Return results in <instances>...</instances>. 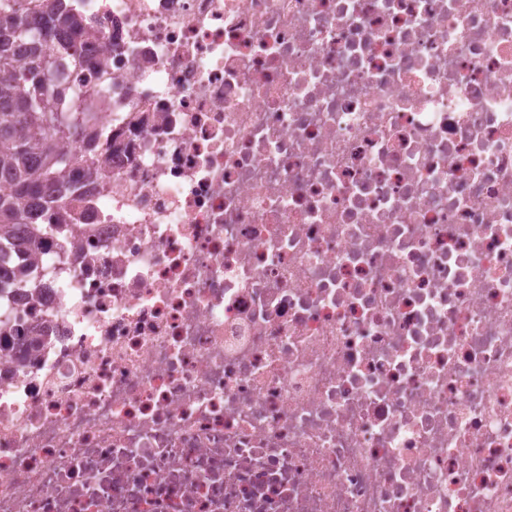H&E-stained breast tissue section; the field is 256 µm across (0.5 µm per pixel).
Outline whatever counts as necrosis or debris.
Returning a JSON list of instances; mask_svg holds the SVG:
<instances>
[{"label": "necrosis or debris", "mask_w": 512, "mask_h": 512, "mask_svg": "<svg viewBox=\"0 0 512 512\" xmlns=\"http://www.w3.org/2000/svg\"><path fill=\"white\" fill-rule=\"evenodd\" d=\"M75 5L0 512H512V0Z\"/></svg>", "instance_id": "necrosis-or-debris-1"}]
</instances>
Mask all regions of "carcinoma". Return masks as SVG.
Wrapping results in <instances>:
<instances>
[{"label":"carcinoma","mask_w":512,"mask_h":512,"mask_svg":"<svg viewBox=\"0 0 512 512\" xmlns=\"http://www.w3.org/2000/svg\"><path fill=\"white\" fill-rule=\"evenodd\" d=\"M0 15L11 20L0 30V265L17 250L34 252L44 236L63 229L61 224H34L28 238H16L11 225L27 224L38 210L37 201L49 196L60 209L91 193L102 176L95 158L102 150L96 130L86 126L88 112H72L61 82L60 50L55 37L64 29L82 27L80 14L69 0H0ZM85 167L83 184L64 179L75 164ZM10 281L0 280V298L11 288H34L26 260L8 270Z\"/></svg>","instance_id":"cac0c4a2"}]
</instances>
